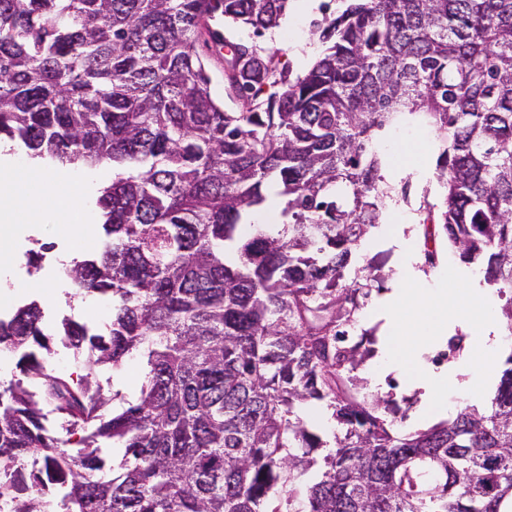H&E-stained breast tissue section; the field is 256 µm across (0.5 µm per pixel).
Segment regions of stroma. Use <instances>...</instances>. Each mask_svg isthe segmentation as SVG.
<instances>
[{
  "label": "stroma",
  "instance_id": "1",
  "mask_svg": "<svg viewBox=\"0 0 512 512\" xmlns=\"http://www.w3.org/2000/svg\"><path fill=\"white\" fill-rule=\"evenodd\" d=\"M314 13L301 15L296 5H289L287 13L293 21L279 26L262 37H255L252 29L212 22L227 37L263 48L282 49L281 66L289 69L291 76L302 75V65L294 54L299 44L313 47L315 54H322L324 45L315 28L316 21L324 16L340 14L347 6L346 0H316ZM383 143L391 163L384 175L393 187L392 198L386 199L382 208L381 222L372 228L368 241L361 251L365 262L378 266L383 274L378 291L358 314V330L372 331L380 337L388 332L387 314L383 310L386 297L396 288L398 272H405L414 280L431 285L437 284L446 267L459 272H479V265L461 261L455 248L445 240L436 245L434 262L425 257L423 222L432 206L441 205L443 189L437 179L439 150L432 128L410 122L390 127ZM18 241L15 260L11 267L7 287L0 288V316L9 317L16 308L30 300H37L43 311L48 330H55L63 318L105 330L112 316V305L107 297L87 295L73 297V287L66 276V258L85 259L98 254L105 240L103 230H96L93 239L81 240L74 226L47 223L36 227L18 223ZM43 249L44 257L37 271L27 265L29 251ZM54 355L49 358V372L72 379L90 377L92 384L102 388L105 394L121 392L133 396L138 378L136 361H129L119 371L108 366L90 367L88 352L74 353L61 343H54ZM404 370H390L383 383L367 385L370 393L386 395L394 392L400 400L397 414L398 425L404 432L420 430L417 420L420 412L419 391L409 390Z\"/></svg>",
  "mask_w": 512,
  "mask_h": 512
}]
</instances>
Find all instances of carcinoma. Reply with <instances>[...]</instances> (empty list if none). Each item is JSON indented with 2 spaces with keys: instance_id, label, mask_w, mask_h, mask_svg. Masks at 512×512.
<instances>
[{
  "instance_id": "1",
  "label": "carcinoma",
  "mask_w": 512,
  "mask_h": 512,
  "mask_svg": "<svg viewBox=\"0 0 512 512\" xmlns=\"http://www.w3.org/2000/svg\"><path fill=\"white\" fill-rule=\"evenodd\" d=\"M289 2L0 0V136L112 169L103 249L67 268L112 319L56 335L93 367H142L133 398H109L48 372L38 302L0 318L20 371L0 384L8 512H42L51 487L60 512H512V355L490 409L403 433L393 395L363 392L366 333L350 342L379 280L357 265L390 191L378 135L407 119L440 141L424 239L484 266L512 335V0H353L293 80L280 49L208 26L219 13L260 37ZM205 33L238 112L211 96ZM273 176L283 221L255 224ZM50 413L85 432L77 452ZM44 424L50 430L51 434L59 439L65 448L75 451L80 447L77 441L82 435L81 431H73L63 420L54 415H49L47 420L44 421Z\"/></svg>"
}]
</instances>
